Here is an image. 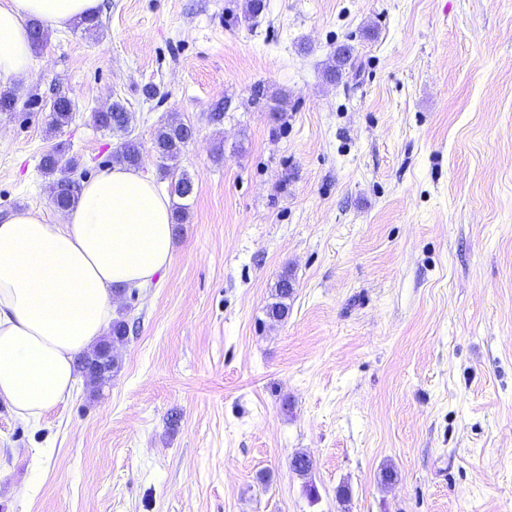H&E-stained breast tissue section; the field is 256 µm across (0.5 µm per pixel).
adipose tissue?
I'll list each match as a JSON object with an SVG mask.
<instances>
[{
    "label": "adipose tissue",
    "mask_w": 512,
    "mask_h": 512,
    "mask_svg": "<svg viewBox=\"0 0 512 512\" xmlns=\"http://www.w3.org/2000/svg\"><path fill=\"white\" fill-rule=\"evenodd\" d=\"M101 0H0V80L30 76L29 23L63 30ZM169 193L115 163L83 181L56 219L0 214V402L38 422L79 376L76 360L107 336L121 287L151 285L174 252Z\"/></svg>",
    "instance_id": "adipose-tissue-1"
}]
</instances>
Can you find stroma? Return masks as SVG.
I'll use <instances>...</instances> for the list:
<instances>
[{
  "label": "stroma",
  "instance_id": "stroma-1",
  "mask_svg": "<svg viewBox=\"0 0 512 512\" xmlns=\"http://www.w3.org/2000/svg\"><path fill=\"white\" fill-rule=\"evenodd\" d=\"M265 2L103 0L0 83L1 211L54 215L55 146L111 163L90 114L116 100L150 176L156 128H192L194 182L159 285L118 300L110 384L35 428L0 403V512H512V0ZM51 112V121L49 123L51 130L55 131L68 126L73 119L72 99L66 95H59L53 101ZM294 293V288L288 273L282 274L276 284L275 293L272 295L273 301L267 305V314L271 319L277 321L288 317L290 307L288 299Z\"/></svg>",
  "mask_w": 512,
  "mask_h": 512
}]
</instances>
